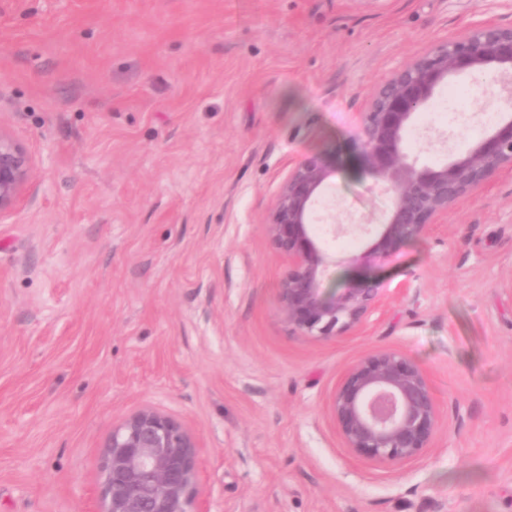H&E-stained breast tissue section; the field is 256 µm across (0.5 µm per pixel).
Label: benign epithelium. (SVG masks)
Instances as JSON below:
<instances>
[{
    "mask_svg": "<svg viewBox=\"0 0 512 512\" xmlns=\"http://www.w3.org/2000/svg\"><path fill=\"white\" fill-rule=\"evenodd\" d=\"M487 75L512 93V25L487 19L429 46L376 84L361 113L353 156L359 173L390 192L391 207L374 224L339 232L374 236L348 260L346 282L324 288L335 260L321 246L319 220L336 161L310 156L289 171L267 222L272 245L288 258L280 286L284 318L305 336L330 338L368 322L385 306L389 288L369 275L401 246L430 235L463 199L499 173L512 171V115L501 117L466 151L437 166L408 160L407 135L449 78ZM26 148L0 129V221L19 205L33 177ZM330 412L343 447L373 463H402L432 447L438 406L427 372L393 349L377 350L347 367ZM99 512H201L197 445L171 415L146 406L112 428L101 465Z\"/></svg>",
    "mask_w": 512,
    "mask_h": 512,
    "instance_id": "obj_1",
    "label": "benign epithelium"
}]
</instances>
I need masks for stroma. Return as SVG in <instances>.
I'll return each instance as SVG.
<instances>
[{
    "mask_svg": "<svg viewBox=\"0 0 512 512\" xmlns=\"http://www.w3.org/2000/svg\"><path fill=\"white\" fill-rule=\"evenodd\" d=\"M491 17L512 0H0V128L34 163L0 222V512H97L105 442L147 404L196 437L203 512H512V173L379 266L384 312L335 338L288 325L266 231L314 154L337 222L380 217L350 169L373 86ZM505 98L415 125L410 160L466 150ZM380 348L439 408L398 465L353 458L328 410Z\"/></svg>",
    "mask_w": 512,
    "mask_h": 512,
    "instance_id": "obj_1",
    "label": "stroma"
}]
</instances>
